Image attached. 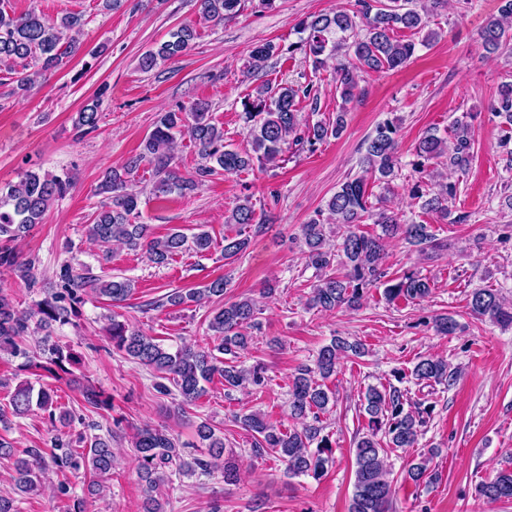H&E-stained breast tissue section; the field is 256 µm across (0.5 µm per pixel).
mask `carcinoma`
<instances>
[{
    "instance_id": "obj_1",
    "label": "carcinoma",
    "mask_w": 512,
    "mask_h": 512,
    "mask_svg": "<svg viewBox=\"0 0 512 512\" xmlns=\"http://www.w3.org/2000/svg\"><path fill=\"white\" fill-rule=\"evenodd\" d=\"M198 24L218 26L224 19L238 13L245 0H198ZM413 0H355L353 11H335L307 17L300 22V32L307 37L288 52L299 51L319 71L328 62L336 61L334 80L342 99V106L332 122L304 123L299 105L309 103L310 110L318 107V95L313 84L269 83L257 85L244 100L242 119L246 124L251 149L237 150L224 144V129L212 118L211 104L198 100L188 107L160 113L154 129L144 138L140 152L127 157L121 164L106 169L97 187L105 197L87 225L88 238L106 247L114 242L128 249L142 250L147 260L162 266L174 256L193 250L207 251L212 244L209 233L203 231L187 237L180 231H171L164 237H154L150 225L139 222L141 192L130 182L139 170L149 168L152 174L150 193L163 198L173 192L186 195L193 192L199 180L208 176L233 174L253 168L276 166L283 161L288 147L314 148L330 138H338L347 125L346 105L357 96L359 77L371 72L395 70L405 66L415 55L417 44L425 45L435 36L425 31V15L410 7ZM86 19L81 13L69 12L58 21L48 23L43 17L28 11L15 14L10 0H0V68L13 75L16 90L28 91L44 72L64 68L80 48L78 35ZM399 29L415 34L426 32L420 42L401 40L395 36ZM197 36V28L185 24L170 34V39L147 51L140 60V69L153 70L158 63L185 53ZM483 49L493 54L512 42V0H502L500 15L489 20L479 32ZM276 52V46L266 43L255 48L250 56L249 70L259 72ZM100 104L94 100L76 114L75 126L91 132L98 127ZM490 111L501 123L512 127V83L501 86ZM187 129L197 149L201 163L195 170L197 178L183 177L174 166L175 134ZM453 143L432 131L420 138L415 147L412 166L420 177L408 187L409 197L421 202V209L439 215L450 224H461L468 219L465 213L453 214L449 203L456 200L460 189L457 180L431 182L428 167L431 161L446 159L449 169L465 173L473 158L474 139L471 126L464 119L452 124ZM398 126L391 120L377 124L365 141V153L360 164L363 175L344 182L326 201L325 211L334 224L317 218L301 225V243L305 247L306 265L315 270V281L309 304L330 312L343 307L356 308L369 289L387 277L384 269L383 239L399 237L416 250L430 256L443 249L429 224L406 223L394 211L376 208L370 201L368 181L373 180L390 188L397 176ZM72 178L68 175L39 174L27 170L19 181L0 185V268L15 273L34 286V263L22 259L12 243L26 236L39 223L54 201L69 190ZM371 218L380 225L378 236L365 235L357 229L363 219ZM226 223L237 225L235 235L224 236V259L235 261L246 251L250 233L263 225L256 222V212L246 197L231 211ZM56 287L46 291L44 299L30 312L16 309L13 299L0 291V353L12 355L21 352L18 339L44 334L48 343L51 327L66 324L81 314L89 298L106 297L114 305L127 301L133 294V283L122 276L104 280L93 275L82 265L63 264L56 274ZM229 280L218 277L202 288L175 290L167 296V303L177 306H200L213 297H222ZM431 292L430 278L415 270L388 280L384 288L389 301H414L426 298ZM468 307L478 319H489L504 327L512 326V306L498 288H475L469 294ZM259 308L249 299L224 303L214 310L208 329L215 337L211 349L181 347L171 352L151 336L111 319L107 327L113 346L134 362L149 368L159 382L156 390L164 396H174L180 405H191L204 393L203 383L218 376L227 390L249 385L262 388L267 385L266 368L256 363L249 367L238 361L240 352L252 340L248 330L256 327ZM436 331L443 336L456 333L458 323L448 315L434 319ZM365 354L364 344L335 338L317 353L314 367L301 366L289 385L288 401L291 415L302 421V426L286 432L262 413L239 416L243 429L253 437L252 452L272 453L285 463L287 475H304L321 479L333 463L332 443L323 434L321 415L328 411L334 393L322 381L336 374L343 358H360ZM72 353H64L59 346L47 348L45 361L33 363L55 378L68 373ZM416 383L447 384L453 377L448 362L442 357L419 360L410 372ZM84 401L94 409L112 407L110 399L93 389L82 390ZM48 412L50 422L64 424L71 419L68 411L56 412L54 396L50 391H34L28 383H20L8 394V409L0 408V423H8V415L24 416L32 407ZM368 417L367 431L355 442V480L349 512H388L392 499V469L386 462L389 448H415L419 436L430 420L433 407L413 403L408 390L393 384L370 385L360 403ZM197 436L208 448L210 460L187 458L183 446L163 429L145 426L134 437L137 469L146 482L142 512H165L163 503L153 495L158 486L173 475L209 474L224 467V478L234 477L233 462H223L224 438L216 435L212 425L202 421L197 425ZM52 448H16L13 442L0 438V458H13L12 480L17 494L39 493L46 475L58 476L56 495L70 494L68 475L83 472L105 478L112 472V435H81L76 440L60 434L51 437ZM436 449L412 460L403 471V479L418 485L431 484L438 472L431 468ZM479 499L512 501V468L501 469L489 479L475 486Z\"/></svg>"
}]
</instances>
